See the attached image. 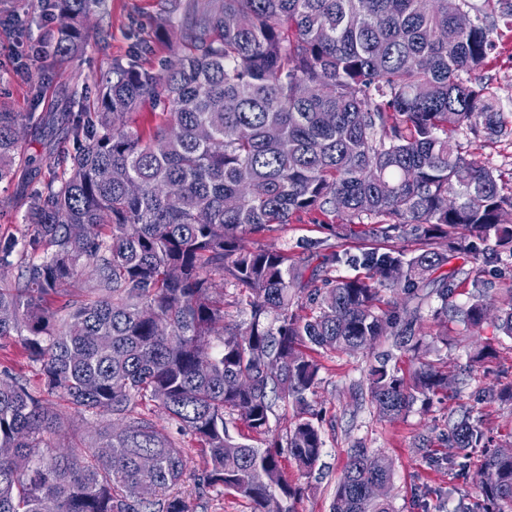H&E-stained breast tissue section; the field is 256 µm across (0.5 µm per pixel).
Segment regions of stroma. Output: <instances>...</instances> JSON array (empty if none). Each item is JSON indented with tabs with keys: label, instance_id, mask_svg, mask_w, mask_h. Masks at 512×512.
<instances>
[{
	"label": "stroma",
	"instance_id": "35a3bbf8",
	"mask_svg": "<svg viewBox=\"0 0 512 512\" xmlns=\"http://www.w3.org/2000/svg\"><path fill=\"white\" fill-rule=\"evenodd\" d=\"M172 0H104L84 21L89 35L106 30L104 43H88L78 56L60 60L35 53L40 36L56 29L55 17L35 8L16 15L14 25L0 26V107L12 112L43 113L47 104L71 95L89 97L94 93V77L115 61L137 56L140 64L160 69L170 59L166 45L152 43L149 51L137 53L139 39L150 38L161 15L170 11ZM496 45L480 72L484 83L495 93L507 124L512 125V25L496 21L492 32ZM41 87L43 98L34 101V87ZM457 139L469 158L493 170L504 191H512V138L489 139L484 134L464 132ZM75 147L69 124H60L53 136H45L34 122L25 124L19 143L18 169L28 160L41 167L40 182L61 176L58 157ZM17 184L0 183V237L23 239L27 226ZM326 218L319 213H298L290 223L255 237L258 246L288 251L336 252L340 276L364 275V268L351 265L352 257L368 251L369 243L354 236L332 237L324 228ZM425 341L431 351L429 362L440 367L451 382L447 398L434 401L430 408L414 405L402 416L387 420L377 416L368 400L362 399L368 370L374 362L371 353L354 355L343 352L321 354V382L311 401L325 413L322 433L325 448L315 470L303 473L293 461H286L285 476L301 487L295 512H330L336 485L347 459V450L363 444L389 457L394 464L393 504L397 512H474L484 452L472 448L459 452L463 467L448 471L432 467L426 454H448V411L463 405L471 411L493 445L512 444V403L501 400L497 391L512 382V338L496 335L492 324H485L480 335H473L458 323L440 324L432 317L423 322ZM447 335L440 343L439 335ZM492 340L498 350L495 358L475 364L471 354L483 340ZM168 431L185 451L186 473L177 491L193 512H250L244 499L221 488L199 490L194 479L203 460L197 442L180 434L176 425Z\"/></svg>",
	"mask_w": 512,
	"mask_h": 512
}]
</instances>
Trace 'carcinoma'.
Instances as JSON below:
<instances>
[{"mask_svg": "<svg viewBox=\"0 0 512 512\" xmlns=\"http://www.w3.org/2000/svg\"><path fill=\"white\" fill-rule=\"evenodd\" d=\"M101 0H38L60 18L40 51L72 57L79 26ZM471 27L448 42L458 13ZM512 23V0H175L156 24L175 29L159 71L114 62L93 102L70 115L75 152L64 176L25 192L28 234L0 239V341L15 340L40 384L0 368V512H192L176 492L184 449L152 417L154 403L203 453L198 486L247 499L252 512H294L300 489L282 458L313 469L325 445L309 396L319 351L422 350L423 304L434 319L512 338V283L476 276L472 302L452 304L455 256L492 240L512 260V194L463 153L455 135L512 136L482 82L465 79L493 49L492 22ZM305 84L309 94L297 88ZM150 104L165 122L147 131L127 117ZM20 113L0 111V182L16 178ZM343 220L333 236L389 237L397 248L352 262L365 277H331L324 255L248 247L295 213ZM385 217L388 224L377 221ZM463 234H458V231ZM93 285L74 287L82 269ZM240 288L249 319L228 323L224 289ZM398 290L399 307L379 306ZM314 307L300 316L293 306ZM376 357L367 396L382 417L448 392V374L420 363L411 379ZM61 399L110 418L89 453L57 452L66 438ZM279 405L296 408L289 433L272 434ZM451 448L485 447L467 410L448 414ZM496 479L477 512H512V453L486 454ZM393 462L349 449L332 512H396L386 489Z\"/></svg>", "mask_w": 512, "mask_h": 512, "instance_id": "cac0c4a2", "label": "carcinoma"}]
</instances>
